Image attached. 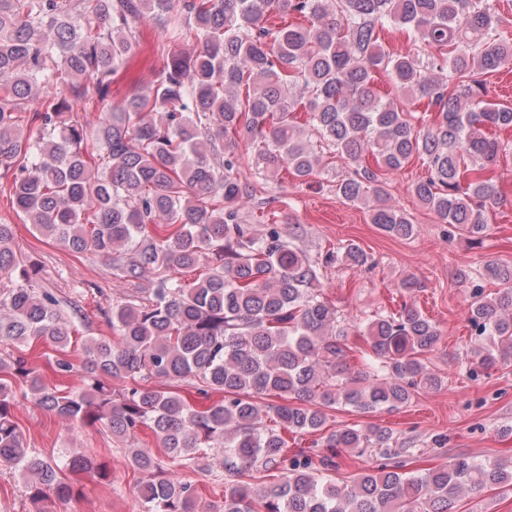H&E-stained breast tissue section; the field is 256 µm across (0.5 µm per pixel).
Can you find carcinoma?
<instances>
[{
  "label": "carcinoma",
  "mask_w": 512,
  "mask_h": 512,
  "mask_svg": "<svg viewBox=\"0 0 512 512\" xmlns=\"http://www.w3.org/2000/svg\"><path fill=\"white\" fill-rule=\"evenodd\" d=\"M503 21L495 0H0V179L11 180L18 217L72 252L112 261L124 288L112 301L114 339L84 345L81 389L46 386L23 347L51 342L55 372L70 376V329L56 297L37 287V265L13 249L12 225L0 222V276H18L0 290V338L19 347L0 356V466L21 475L33 505L83 489L28 448L18 386L41 410L104 426L122 444L150 429L163 455L126 449L143 473L145 512H449L465 489L512 486V460L455 456L405 471L398 459L421 449L377 425L289 451L288 435L321 431L338 405L396 411L441 387L426 364L441 330L405 301L350 322L327 297L321 268L375 262L354 243L312 260L277 224L253 234L242 213L270 204L253 201L250 178L285 171L303 182L332 172L337 154L349 172L334 175L336 195L409 239L417 226L387 201L384 176L419 155L427 173L410 194L448 237L482 243L488 212L504 203L493 163L512 106L486 100L476 75L512 68ZM146 24L196 49L167 56L147 88L114 104L112 85ZM391 31L420 52L387 51ZM93 104L103 109L95 131L84 115ZM200 266L206 273L191 284L176 276ZM455 277L472 288L474 376L512 355V266L488 254ZM484 277L497 292L485 293ZM397 288L423 285L406 274ZM138 378L194 379L221 399L199 407L176 391L115 386ZM266 396L283 403L264 405ZM339 448L394 465L340 483ZM211 459L224 469L217 511L176 471H204ZM66 465L112 485L104 462L75 455ZM252 469L276 480L260 490L239 480Z\"/></svg>",
  "instance_id": "carcinoma-1"
}]
</instances>
